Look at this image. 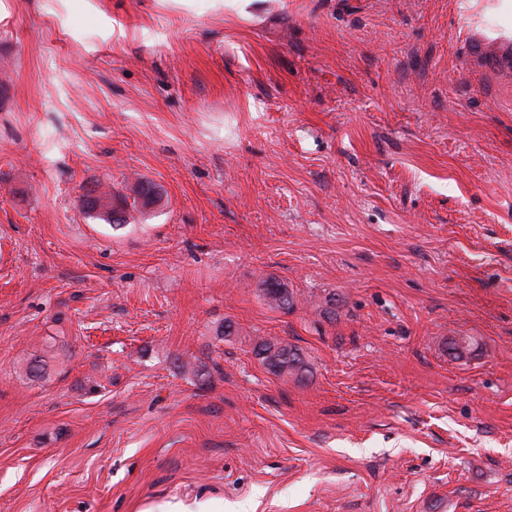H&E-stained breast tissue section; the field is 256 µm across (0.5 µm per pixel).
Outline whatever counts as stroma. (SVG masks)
<instances>
[{
	"label": "stroma",
	"mask_w": 512,
	"mask_h": 512,
	"mask_svg": "<svg viewBox=\"0 0 512 512\" xmlns=\"http://www.w3.org/2000/svg\"><path fill=\"white\" fill-rule=\"evenodd\" d=\"M486 39L502 0H0V512H512ZM109 195L108 197L105 194H96L95 190L87 191L80 199L81 208L86 214L95 213L96 217L112 224V226L121 227L127 222L125 212L128 206L126 200L128 196L124 197L119 194L121 208L117 209L112 205V191ZM256 354L263 363L275 374L299 375L304 364L298 353L286 345H279L269 340H262L256 346Z\"/></svg>",
	"instance_id": "35a3bbf8"
}]
</instances>
